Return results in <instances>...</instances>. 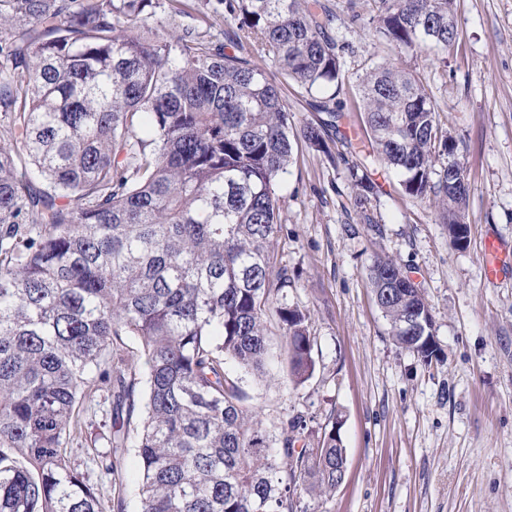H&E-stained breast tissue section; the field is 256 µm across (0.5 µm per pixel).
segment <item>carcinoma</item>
Segmentation results:
<instances>
[{"label": "carcinoma", "mask_w": 512, "mask_h": 512, "mask_svg": "<svg viewBox=\"0 0 512 512\" xmlns=\"http://www.w3.org/2000/svg\"><path fill=\"white\" fill-rule=\"evenodd\" d=\"M373 2L389 43L454 50L456 0ZM218 14L235 26L215 30ZM335 20L326 0H0V512H125L133 430L141 512H307L344 482L336 428L310 442L301 415L264 428L227 368L265 373L273 313L289 379L315 370L272 255L293 155L284 86L324 114L302 137L346 166L374 223L366 166L331 149L349 111ZM357 87L369 157L406 196L441 201L463 240L467 178L438 104L392 62ZM370 280L395 343L431 364L421 289L389 258ZM98 398L107 450L86 452L112 476L110 511L68 448L77 406Z\"/></svg>", "instance_id": "1"}]
</instances>
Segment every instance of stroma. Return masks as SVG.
Instances as JSON below:
<instances>
[{"instance_id":"35a3bbf8","label":"stroma","mask_w":512,"mask_h":512,"mask_svg":"<svg viewBox=\"0 0 512 512\" xmlns=\"http://www.w3.org/2000/svg\"><path fill=\"white\" fill-rule=\"evenodd\" d=\"M351 3L360 21L335 31L352 47L348 72L392 61L441 107L469 185L467 238L452 242L438 201L407 197L379 164L369 169L376 221L365 223L345 167L295 144L274 251L288 303L308 315L316 369L296 387L274 359L241 387L264 425L282 414L303 415L319 433L339 425L345 480L329 499L305 500L308 512H512V268L487 281L484 253L489 236L512 248V0H458L459 40L445 58L379 38L371 0H329L341 19ZM380 257L426 296L440 348L432 365L389 333L370 282ZM79 419L72 462L104 484L86 455L102 410L81 406Z\"/></svg>"}]
</instances>
